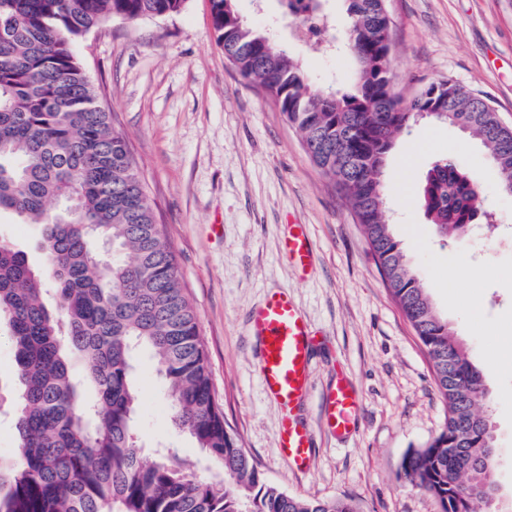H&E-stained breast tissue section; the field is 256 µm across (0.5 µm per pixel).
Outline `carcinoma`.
Masks as SVG:
<instances>
[{
  "label": "carcinoma",
  "instance_id": "carcinoma-1",
  "mask_svg": "<svg viewBox=\"0 0 512 512\" xmlns=\"http://www.w3.org/2000/svg\"><path fill=\"white\" fill-rule=\"evenodd\" d=\"M309 31L322 0H280ZM384 0H348L354 93L312 88L301 65L248 26L238 0H210L224 57L270 97L360 225L393 300L429 356L444 423L402 458V478L440 512H487L495 440L483 370L435 309L385 218L383 170L423 118L472 134L512 196V129L453 79L405 101L389 87ZM185 0H0V213L41 228V268L0 240V320L21 395L19 460L0 462V512H360L351 498L292 496L269 483L224 426L198 313L131 148L96 101L72 46L112 17L179 12ZM478 190L452 160L428 169L419 202L448 244L476 223ZM53 292L56 312L44 296ZM147 351L176 428L216 463L191 471L136 428V355Z\"/></svg>",
  "mask_w": 512,
  "mask_h": 512
}]
</instances>
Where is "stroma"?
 <instances>
[{
	"label": "stroma",
	"mask_w": 512,
	"mask_h": 512,
	"mask_svg": "<svg viewBox=\"0 0 512 512\" xmlns=\"http://www.w3.org/2000/svg\"><path fill=\"white\" fill-rule=\"evenodd\" d=\"M252 26L298 58L313 87L350 89L343 49L351 19L344 0L316 50L298 35L303 17L280 0H238ZM391 20L393 91L410 98L452 78L492 100L512 128V0H385ZM98 104L128 140L158 222L175 250L199 315L212 381L227 429L266 479L305 498L348 497L361 512H439L436 501L398 476L408 449L440 430L445 406L427 355L392 300L350 211L306 154L278 106L225 59L209 0H186L172 15L111 18L73 46ZM449 158L478 188L496 226L475 241L441 244L417 202L423 176ZM385 209L401 247L473 362L485 370L497 447L495 512H512V197L458 127L418 121L384 170ZM289 223L306 225L314 265L298 278L279 255ZM273 289L287 291L318 338L311 350L309 401L301 411L315 436L307 472L278 448L279 409L258 373L249 314ZM13 352L0 322V461L17 459L10 377ZM348 377L360 402L346 439L321 423V398ZM137 430L145 444L167 439L181 460L212 468L207 454L170 424L164 383L148 353L136 363Z\"/></svg>",
	"instance_id": "35a3bbf8"
}]
</instances>
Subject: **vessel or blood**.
<instances>
[{
	"instance_id": "obj_1",
	"label": "vessel or blood",
	"mask_w": 512,
	"mask_h": 512,
	"mask_svg": "<svg viewBox=\"0 0 512 512\" xmlns=\"http://www.w3.org/2000/svg\"><path fill=\"white\" fill-rule=\"evenodd\" d=\"M284 251L296 270L307 271L312 246L304 225H289ZM251 326L260 342L259 372L265 390L283 412L279 421V444L297 469L307 470L313 436L297 418L296 410L308 395L314 337L301 311L284 291L266 295L252 312ZM357 414L355 388L346 378H337L323 399L322 415L327 428L334 436L348 437Z\"/></svg>"
}]
</instances>
